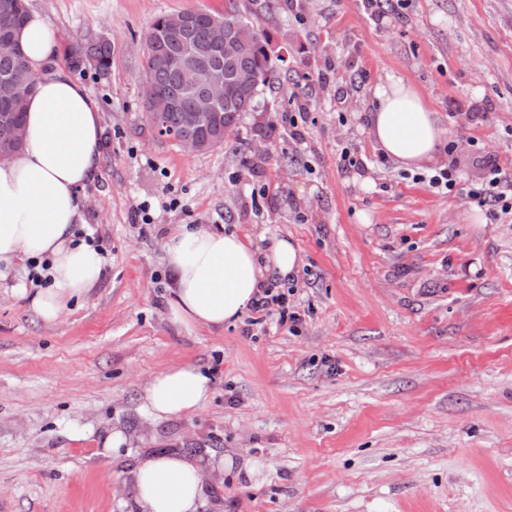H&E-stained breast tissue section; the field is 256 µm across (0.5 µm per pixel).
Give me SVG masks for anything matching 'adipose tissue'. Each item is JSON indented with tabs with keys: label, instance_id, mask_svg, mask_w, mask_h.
<instances>
[{
	"label": "adipose tissue",
	"instance_id": "adipose-tissue-1",
	"mask_svg": "<svg viewBox=\"0 0 512 512\" xmlns=\"http://www.w3.org/2000/svg\"><path fill=\"white\" fill-rule=\"evenodd\" d=\"M35 78L26 101L24 147L0 160V273L19 257L48 261L49 287L28 296L43 321H57L73 297L99 281L103 260L76 235L84 223L82 192L94 178L102 140L101 109L83 83L54 63L57 39L46 16L31 11L18 32ZM364 131L407 171L443 168L449 132L415 85L390 70L377 77ZM174 277L171 314L185 328L220 327L239 319L271 278L296 275L301 255L289 239L270 238L254 248L239 234L203 224H182L163 242ZM211 377L192 364L174 365L145 384L143 411L172 419L203 408ZM223 461H192L173 452L152 456L133 471L139 512H198L208 473Z\"/></svg>",
	"mask_w": 512,
	"mask_h": 512
}]
</instances>
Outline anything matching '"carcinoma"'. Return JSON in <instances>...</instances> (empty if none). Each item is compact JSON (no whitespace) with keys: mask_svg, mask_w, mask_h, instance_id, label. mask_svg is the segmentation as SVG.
<instances>
[{"mask_svg":"<svg viewBox=\"0 0 512 512\" xmlns=\"http://www.w3.org/2000/svg\"><path fill=\"white\" fill-rule=\"evenodd\" d=\"M246 12L248 7L243 0H224L222 12L183 11L162 14L153 21L146 41L144 69L150 74V90L144 92V107L149 124L152 123L153 113H161L158 128L162 139L172 142L181 134L183 114L194 109L196 88L190 69L160 64L156 62L157 54L179 58L193 50L200 63L215 65L231 73L251 72L256 76V82L245 92V96L253 102L259 95V87L269 83L272 72L270 55ZM26 14V0H0V82L15 83L24 90L18 99L6 101L0 98V115L8 117L10 127L14 129L25 127L26 99L35 84L16 41V32L23 25ZM181 17L191 19V23L175 39L170 36V28ZM216 19L235 22L237 33L252 43L250 52L213 53L210 47V30ZM67 55L75 71L92 67L105 72L110 67L111 44L106 39L89 36L69 45ZM240 117L239 107L233 104L220 106L219 112L199 129V134L206 141V148L223 144L224 139L237 126ZM8 128L4 122H0V142L6 139Z\"/></svg>","mask_w":512,"mask_h":512,"instance_id":"carcinoma-1","label":"carcinoma"}]
</instances>
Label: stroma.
I'll list each match as a JSON object with an SVG mask.
<instances>
[{
    "mask_svg": "<svg viewBox=\"0 0 512 512\" xmlns=\"http://www.w3.org/2000/svg\"><path fill=\"white\" fill-rule=\"evenodd\" d=\"M279 4L250 6L274 69L256 110L187 154L148 127L146 38L160 14L224 0H28L61 44L112 45L107 75H78L103 117L78 234L103 272L53 323L22 294L31 263L0 279V512H137L129 471L209 436L224 469L199 512H512V217L469 195L476 156L512 174V0ZM391 69L450 132L452 192L361 131ZM177 224L293 240L305 264L276 288L297 324L173 322L162 245ZM183 363L212 372L211 400L149 419L143 385ZM116 427L131 443L112 455Z\"/></svg>",
    "mask_w": 512,
    "mask_h": 512,
    "instance_id": "35a3bbf8",
    "label": "stroma"
}]
</instances>
